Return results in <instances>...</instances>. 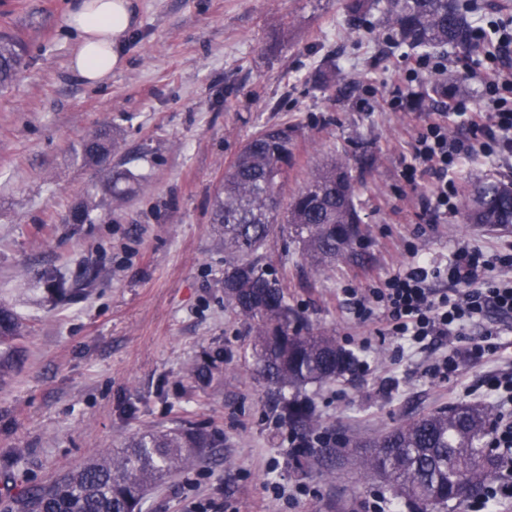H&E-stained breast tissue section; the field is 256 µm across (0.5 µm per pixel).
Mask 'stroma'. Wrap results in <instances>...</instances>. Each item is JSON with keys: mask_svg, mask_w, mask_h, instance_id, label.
<instances>
[{"mask_svg": "<svg viewBox=\"0 0 512 512\" xmlns=\"http://www.w3.org/2000/svg\"><path fill=\"white\" fill-rule=\"evenodd\" d=\"M67 3L0 0V35L26 50L0 94V303L23 321L14 379L0 386V506L144 431L193 425L213 447L149 490L144 512H365L374 499L418 512L363 473L353 439L460 403L512 420V403L485 385L512 347L431 376L429 353L409 356L358 323L344 291L386 278L414 249L442 270L459 243L496 260L512 227L468 224L458 211L420 223L417 199L432 180L406 181L407 141L438 105L383 103L395 65L416 50L393 44L381 11L350 25L345 0H134L126 63L91 87L69 66ZM483 61L479 50L448 56L469 74L456 97L464 110L485 105ZM320 69L334 76L329 88L313 81ZM104 123L114 150L88 165L80 144ZM269 125L296 130L290 195L338 151L377 159L359 195L368 234L349 257L310 269L282 233L257 254L300 330L334 336L355 358L335 383L307 386L320 426L301 466L256 372L250 323L224 298L230 258L211 222L225 171ZM114 168L137 177L119 204L106 189ZM91 197L100 205L89 221L70 223ZM60 280L69 294L56 300ZM218 352L219 379L196 382L191 369ZM276 484L310 494L291 503Z\"/></svg>", "mask_w": 512, "mask_h": 512, "instance_id": "35a3bbf8", "label": "stroma"}]
</instances>
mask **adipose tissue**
Wrapping results in <instances>:
<instances>
[{
  "label": "adipose tissue",
  "mask_w": 512,
  "mask_h": 512,
  "mask_svg": "<svg viewBox=\"0 0 512 512\" xmlns=\"http://www.w3.org/2000/svg\"><path fill=\"white\" fill-rule=\"evenodd\" d=\"M136 24L132 0H69L65 27L75 39L71 70L88 85L105 82L124 65V47Z\"/></svg>",
  "instance_id": "obj_1"
}]
</instances>
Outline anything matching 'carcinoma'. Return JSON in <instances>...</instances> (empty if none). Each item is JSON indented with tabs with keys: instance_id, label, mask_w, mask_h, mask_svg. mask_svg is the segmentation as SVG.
I'll return each mask as SVG.
<instances>
[{
	"instance_id": "carcinoma-1",
	"label": "carcinoma",
	"mask_w": 512,
	"mask_h": 512,
	"mask_svg": "<svg viewBox=\"0 0 512 512\" xmlns=\"http://www.w3.org/2000/svg\"><path fill=\"white\" fill-rule=\"evenodd\" d=\"M382 8L385 26L396 43L414 49L451 48L462 53L473 47L470 8L459 0H346L352 25L369 11ZM21 66L16 42L0 37V89H6ZM462 77L450 70L432 78L429 95L452 103ZM293 130L279 125L258 131L238 152L224 174L214 200L212 221L224 236V248L237 260L224 270V296L251 322L252 357L268 386L279 392V420L297 436L307 439L318 429L313 404L302 395L309 384L331 383L350 371L354 356L321 332L303 333L291 327L292 313L276 280L252 255L280 229L302 245L306 265L318 270L343 258L348 243L363 238L357 197L362 181L353 176L350 159L341 151L314 167L304 185L292 195L286 212L281 201L288 167L294 159ZM112 153V130L103 126L81 143L80 155L99 164ZM131 175L112 173L108 190L119 203L129 191ZM463 219L489 227L512 225V181L474 177L465 198ZM23 336L22 324L12 309L0 305V384L13 373L12 347ZM218 373L212 360L191 370L210 383ZM292 389L288 397L284 390ZM490 410L457 404L444 411L411 418L403 424L353 443L365 448L360 466L388 482L393 494L425 512H444L475 496L496 478L498 463L487 448ZM214 436L195 427L144 432L117 450H107L54 482L28 490L15 502V512H142L152 486L186 471Z\"/></svg>"
}]
</instances>
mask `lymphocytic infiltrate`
I'll return each mask as SVG.
<instances>
[{
    "instance_id": "f902f5d3",
    "label": "lymphocytic infiltrate",
    "mask_w": 512,
    "mask_h": 512,
    "mask_svg": "<svg viewBox=\"0 0 512 512\" xmlns=\"http://www.w3.org/2000/svg\"><path fill=\"white\" fill-rule=\"evenodd\" d=\"M483 85L489 113L460 115L471 137L450 136L447 112L437 111L430 113L408 144L407 181H414L420 171L433 179L430 194L418 199V217L424 223H439L456 210L458 188L448 173L459 159L480 155L512 168V109L498 96L499 91L512 89V70L494 64L486 70ZM437 275L431 262L418 256L380 286L347 291L359 323L374 324L380 334L420 347L479 329V338L465 352L453 349L429 363L433 375L456 371L458 355L482 358L493 348L492 337L512 333V254L494 264L480 250L461 244L448 264L447 287L434 286ZM487 445L503 451L498 458L499 475L471 503L470 512H496L503 500L512 499V422L493 424Z\"/></svg>"
}]
</instances>
